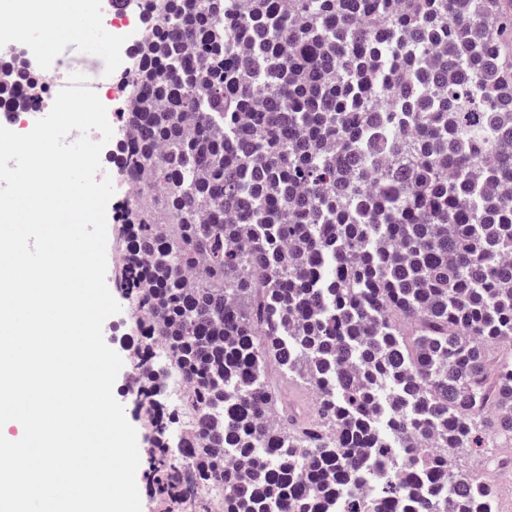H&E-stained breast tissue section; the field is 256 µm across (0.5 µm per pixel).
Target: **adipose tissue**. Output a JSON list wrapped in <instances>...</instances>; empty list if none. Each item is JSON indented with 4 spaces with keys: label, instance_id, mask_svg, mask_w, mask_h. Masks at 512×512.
Wrapping results in <instances>:
<instances>
[{
    "label": "adipose tissue",
    "instance_id": "adipose-tissue-1",
    "mask_svg": "<svg viewBox=\"0 0 512 512\" xmlns=\"http://www.w3.org/2000/svg\"><path fill=\"white\" fill-rule=\"evenodd\" d=\"M71 5L72 0H11L15 24L0 36L7 40L21 38L27 35L30 26L37 24L47 38L58 39L70 29Z\"/></svg>",
    "mask_w": 512,
    "mask_h": 512
}]
</instances>
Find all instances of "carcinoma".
<instances>
[{
    "label": "carcinoma",
    "mask_w": 512,
    "mask_h": 512,
    "mask_svg": "<svg viewBox=\"0 0 512 512\" xmlns=\"http://www.w3.org/2000/svg\"><path fill=\"white\" fill-rule=\"evenodd\" d=\"M137 2L136 139L112 159L150 180L116 273L150 488L184 512L214 485L221 512H329L377 469L349 512L495 499L448 449L512 447V4ZM33 80L0 65V101ZM159 342L192 388L188 468ZM270 359L315 421L278 405Z\"/></svg>",
    "instance_id": "1"
}]
</instances>
